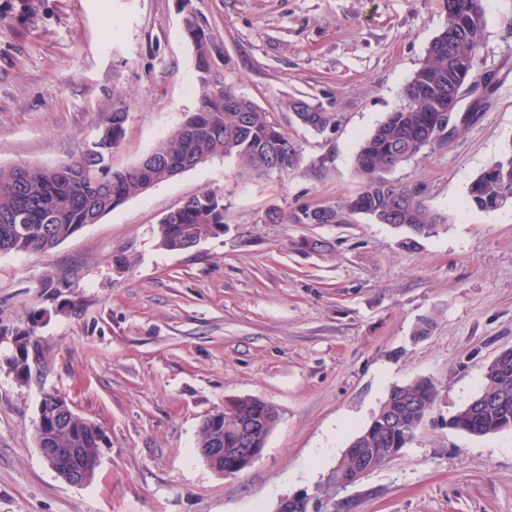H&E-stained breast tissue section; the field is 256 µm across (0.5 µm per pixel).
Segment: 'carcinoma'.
Listing matches in <instances>:
<instances>
[{"label":"carcinoma","mask_w":512,"mask_h":512,"mask_svg":"<svg viewBox=\"0 0 512 512\" xmlns=\"http://www.w3.org/2000/svg\"><path fill=\"white\" fill-rule=\"evenodd\" d=\"M184 0L183 29L198 61L200 105L185 116L171 137L153 148L146 163L115 169L112 153L122 145L125 125L105 124L86 148L71 154L49 171L45 166H0V186L22 183L15 194L0 192V254L47 253L75 235L87 224H96L130 198L144 193L148 184H158L195 168L199 155L238 158L251 173L261 177L274 172V159H288V169L297 164L298 150L288 136L254 106L243 111L236 103L237 93L214 75L209 66L211 40L196 14ZM478 48L469 46L467 34L448 17L444 33L428 44L419 67L404 84L402 103L363 139L354 156V168L365 179L364 190L348 205L352 212L362 210L371 219L394 210L404 211L408 220L394 228L409 234V241L431 237L447 223L442 213L427 207L417 188L393 184L385 187V174L403 165L406 155L419 150V142L447 138L444 131L430 128L433 116L448 102V86L459 72L463 79L477 81ZM512 192V146L493 160L470 183L468 201L484 212L497 210V197ZM224 225V196L205 191L189 198L172 218L157 227L159 244L170 251L180 243L185 250L213 238ZM37 319L31 318L12 331L13 342L26 340L38 352ZM439 392L428 379L395 386L383 406L395 416V423L370 436L360 431L362 448H403L417 431L416 422L433 409ZM495 401L476 409L465 404L453 417L471 435L496 434L512 429V358L484 371L477 397ZM276 412L274 406L245 397L224 417L243 418L254 413ZM101 426L76 415L68 426L55 434L58 448H96Z\"/></svg>","instance_id":"carcinoma-1"}]
</instances>
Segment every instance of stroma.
Here are the masks:
<instances>
[{"label": "stroma", "mask_w": 512, "mask_h": 512, "mask_svg": "<svg viewBox=\"0 0 512 512\" xmlns=\"http://www.w3.org/2000/svg\"><path fill=\"white\" fill-rule=\"evenodd\" d=\"M210 65L296 145L295 171L257 178L211 160L131 198L45 254H0V512H274L307 491L319 512H512V429L474 436L452 416L512 347V207L466 206L470 183L512 144V0H483L479 71L497 83L478 115L389 172L447 215L416 248L346 206L365 181L362 139L448 18L444 0H191ZM181 0H0V165L47 166L129 118L112 166L166 139L198 107ZM335 119L317 133L289 104ZM224 196V233L163 249L160 218ZM330 207L334 224L267 213ZM66 280L61 296L40 287ZM37 317L40 362L13 371L11 333ZM432 319L429 335L414 332ZM440 397L413 440L361 483L320 488L393 386ZM65 394L107 443L93 479L62 481L34 443L44 393ZM261 398L278 421L261 456L219 475L203 419Z\"/></svg>", "instance_id": "1"}]
</instances>
